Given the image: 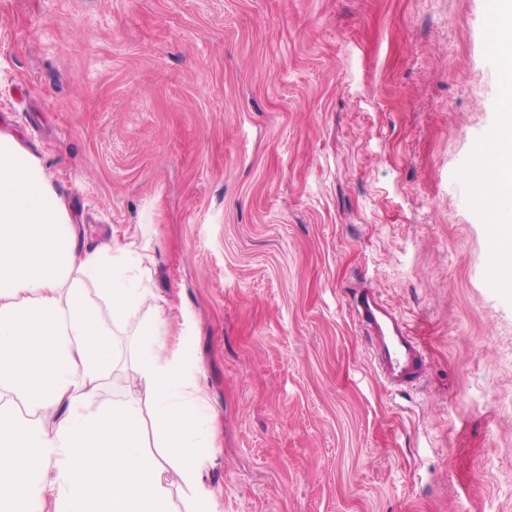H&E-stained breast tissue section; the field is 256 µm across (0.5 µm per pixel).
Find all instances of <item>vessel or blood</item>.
I'll use <instances>...</instances> for the list:
<instances>
[{
	"label": "vessel or blood",
	"mask_w": 512,
	"mask_h": 512,
	"mask_svg": "<svg viewBox=\"0 0 512 512\" xmlns=\"http://www.w3.org/2000/svg\"><path fill=\"white\" fill-rule=\"evenodd\" d=\"M349 307L370 343L380 380L397 390L411 385L427 364L424 345L378 289H354Z\"/></svg>",
	"instance_id": "1"
}]
</instances>
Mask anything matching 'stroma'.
<instances>
[{"mask_svg":"<svg viewBox=\"0 0 512 512\" xmlns=\"http://www.w3.org/2000/svg\"><path fill=\"white\" fill-rule=\"evenodd\" d=\"M497 0H0V132L93 243L141 224L218 512H512V286L476 159ZM426 345L392 393L351 312ZM136 325L99 390L128 401Z\"/></svg>","mask_w":512,"mask_h":512,"instance_id":"35a3bbf8","label":"stroma"}]
</instances>
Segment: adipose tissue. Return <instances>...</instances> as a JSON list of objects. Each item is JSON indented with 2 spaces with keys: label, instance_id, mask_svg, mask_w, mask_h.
I'll return each instance as SVG.
<instances>
[{
  "label": "adipose tissue",
  "instance_id": "obj_1",
  "mask_svg": "<svg viewBox=\"0 0 512 512\" xmlns=\"http://www.w3.org/2000/svg\"><path fill=\"white\" fill-rule=\"evenodd\" d=\"M474 165L481 189L512 208V121ZM121 245L86 244L40 162L0 135V512H216L200 483L211 445L209 406L188 381L184 349L171 346L172 314L154 293L155 257L141 227ZM94 285L111 312L87 295ZM99 299V300H100ZM137 322L138 405L106 412L96 396L114 366L115 325ZM21 398L32 417L17 415ZM151 420L157 452L142 443Z\"/></svg>",
  "mask_w": 512,
  "mask_h": 512
}]
</instances>
